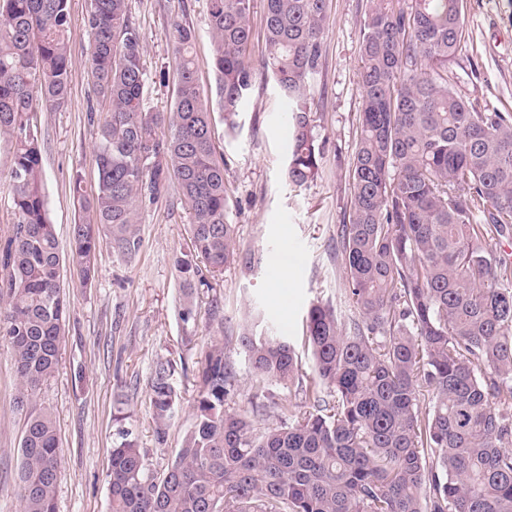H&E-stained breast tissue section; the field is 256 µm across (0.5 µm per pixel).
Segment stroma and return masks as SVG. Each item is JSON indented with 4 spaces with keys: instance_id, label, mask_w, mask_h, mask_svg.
<instances>
[{
    "instance_id": "obj_1",
    "label": "stroma",
    "mask_w": 512,
    "mask_h": 512,
    "mask_svg": "<svg viewBox=\"0 0 512 512\" xmlns=\"http://www.w3.org/2000/svg\"><path fill=\"white\" fill-rule=\"evenodd\" d=\"M327 28L317 73L311 81L315 133L323 145L317 178L293 186L287 177L288 126L282 101L265 68L264 0H252L253 87L227 131L215 124V147L224 157L228 219L241 249L255 254L251 267L232 265L212 281L196 327L177 315L179 277L173 256L191 246L190 214L177 184L141 214V248L130 260L100 237L97 272L83 287L70 266L62 280L68 303L64 342L54 377L37 399L56 416L63 460L58 512H110L106 484L109 450L118 427L132 430L152 468L162 469L194 422L197 359L214 342L224 345L237 381L229 400L254 412L252 375L236 343L243 326L259 318L292 339L302 374L313 372L303 336L310 303H331L348 314L347 280L336 228L348 220L349 169L360 135V28L369 0H326ZM90 0H69L72 39L68 103L38 113L46 207L61 253H68L74 224L83 213L73 197L81 176L84 196L97 182L94 132L107 104L87 75L91 35L85 25ZM132 21L145 37V107L169 110L178 81L166 33L172 23L195 32L199 82L214 91L206 0H129ZM465 49L448 62V79L469 100L512 113V0H464ZM297 256L285 275H271L280 255ZM175 367L179 395L165 444H158L148 412L147 384L157 360ZM18 380L6 346H0V512H20L18 474L25 411L16 404Z\"/></svg>"
}]
</instances>
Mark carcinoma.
<instances>
[{"mask_svg": "<svg viewBox=\"0 0 512 512\" xmlns=\"http://www.w3.org/2000/svg\"><path fill=\"white\" fill-rule=\"evenodd\" d=\"M370 2L349 219L337 233L355 316L346 323L332 305L311 304L305 378L287 338L243 329L254 396L281 415L263 431L229 406L224 346L207 347L193 426L163 470L118 429L110 512H512V260L487 247L512 235V113L465 100L448 81V59L464 46V0ZM250 13L251 0H207L213 97L196 76L194 30L171 26L179 80L166 112L144 107V35L128 0H91L86 16L88 74L110 110L95 131L97 192L81 199L87 217L73 225L68 262L82 285L93 282L101 227L114 252L134 257L142 209L177 182L192 217V250L174 257L186 327L211 278L254 264L228 221L214 146L215 111L235 129L253 85ZM326 24L325 0H265V64L288 98L287 175L298 187L315 179L323 155L309 88ZM71 37L68 0H0V143L17 215L0 245V341L14 361L17 406L28 409L22 512H57L56 419L36 399L57 370L67 304L35 119L67 104ZM174 373L160 360L148 381L160 444L178 406ZM273 384L312 411L296 416L298 404L275 398Z\"/></svg>", "mask_w": 512, "mask_h": 512, "instance_id": "carcinoma-1", "label": "carcinoma"}]
</instances>
